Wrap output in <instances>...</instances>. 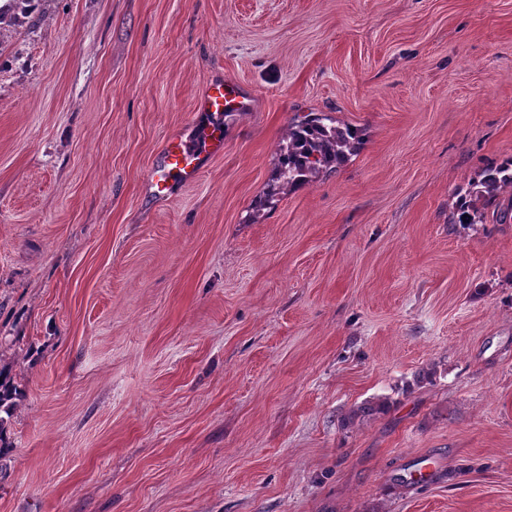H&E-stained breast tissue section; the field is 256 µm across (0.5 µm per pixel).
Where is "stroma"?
<instances>
[{
  "mask_svg": "<svg viewBox=\"0 0 512 512\" xmlns=\"http://www.w3.org/2000/svg\"><path fill=\"white\" fill-rule=\"evenodd\" d=\"M224 153L155 197L216 78ZM310 112L337 171L255 202ZM512 0H23L0 18V512H512ZM508 193L507 203L500 196ZM502 201V202H501ZM493 206V217L499 222L512 219V158H508L500 164L491 165L482 173L477 182H472L464 193L458 194V199L453 204V210L457 212L455 224H475L474 214L481 209L485 210ZM472 212V213H471ZM15 376L11 368H0V413L4 412L7 416L11 415L20 397V389L15 382Z\"/></svg>",
  "mask_w": 512,
  "mask_h": 512,
  "instance_id": "35a3bbf8",
  "label": "stroma"
}]
</instances>
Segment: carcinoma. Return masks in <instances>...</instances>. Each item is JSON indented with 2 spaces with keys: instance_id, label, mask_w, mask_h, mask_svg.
<instances>
[{
  "instance_id": "1",
  "label": "carcinoma",
  "mask_w": 512,
  "mask_h": 512,
  "mask_svg": "<svg viewBox=\"0 0 512 512\" xmlns=\"http://www.w3.org/2000/svg\"><path fill=\"white\" fill-rule=\"evenodd\" d=\"M285 144L280 148L275 184L269 186L265 201H270L285 188L308 184L320 172L335 167L361 146L358 130L334 124L327 114H309L297 125L288 127ZM496 211L495 219L505 222L512 219V158L491 165L458 194L453 204L457 224L475 223L474 214L488 207ZM20 389L10 368H0V413L11 415Z\"/></svg>"
}]
</instances>
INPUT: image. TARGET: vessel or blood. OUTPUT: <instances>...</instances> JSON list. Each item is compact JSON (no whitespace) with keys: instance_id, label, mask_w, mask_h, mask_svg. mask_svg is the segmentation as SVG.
<instances>
[{"instance_id":"1","label":"vessel or blood","mask_w":512,"mask_h":512,"mask_svg":"<svg viewBox=\"0 0 512 512\" xmlns=\"http://www.w3.org/2000/svg\"><path fill=\"white\" fill-rule=\"evenodd\" d=\"M249 100L242 96L235 82L211 81L204 88L195 110L206 115L202 141L191 145L181 137H170L162 151L161 162L150 174V184L158 196H165L173 181H194L200 172L203 155L224 151L222 120L225 114L248 111Z\"/></svg>"}]
</instances>
